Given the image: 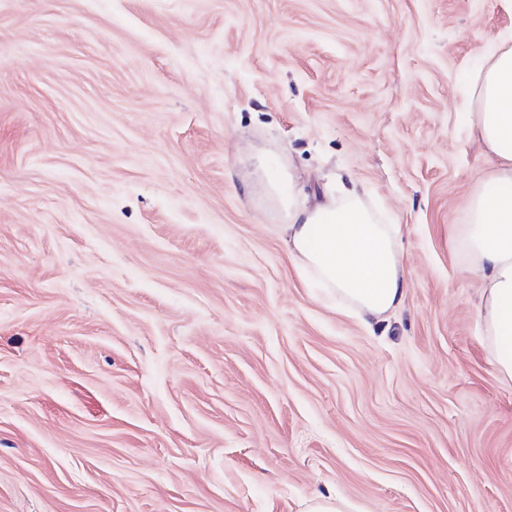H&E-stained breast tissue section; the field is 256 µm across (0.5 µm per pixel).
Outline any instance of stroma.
<instances>
[{
    "label": "stroma",
    "mask_w": 512,
    "mask_h": 512,
    "mask_svg": "<svg viewBox=\"0 0 512 512\" xmlns=\"http://www.w3.org/2000/svg\"><path fill=\"white\" fill-rule=\"evenodd\" d=\"M503 0H0V512H512V381L452 248ZM366 185L364 327L265 172ZM351 508L349 501L328 494L310 498L303 512H349Z\"/></svg>",
    "instance_id": "obj_1"
}]
</instances>
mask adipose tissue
<instances>
[{"mask_svg":"<svg viewBox=\"0 0 512 512\" xmlns=\"http://www.w3.org/2000/svg\"><path fill=\"white\" fill-rule=\"evenodd\" d=\"M473 95L471 135L491 169L466 201L467 222L453 246L465 272L481 282L478 315L491 363L512 380V43L489 53ZM266 183L284 213L282 241L298 269L363 325L388 322L407 296L401 225L355 182L312 195L300 176L280 169L267 174Z\"/></svg>","mask_w":512,"mask_h":512,"instance_id":"adipose-tissue-1","label":"adipose tissue"}]
</instances>
